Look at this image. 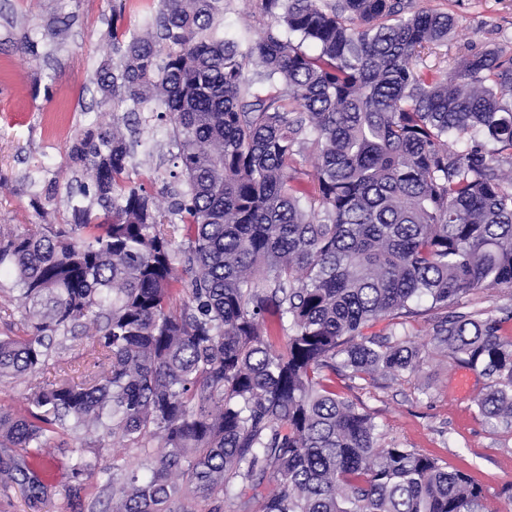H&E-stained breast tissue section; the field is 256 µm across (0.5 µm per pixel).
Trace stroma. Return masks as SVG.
<instances>
[{
    "mask_svg": "<svg viewBox=\"0 0 512 512\" xmlns=\"http://www.w3.org/2000/svg\"><path fill=\"white\" fill-rule=\"evenodd\" d=\"M124 5L125 23L139 27L152 0H0V225L60 224L67 217V192L75 179L69 148L77 133L112 123L95 73L111 64L108 48L112 8ZM416 7L446 9L459 19L450 56L467 42L494 43L512 52V0H415ZM61 28L50 39L48 25ZM34 42L27 50L23 38ZM433 313L417 317L413 341L421 350L419 371L395 379L353 382L337 379V392L374 415L382 445L396 443L467 471L483 485L487 505L505 512L504 489L512 486V429H494L479 415L474 399L485 380L472 373L459 393L463 365L447 360L430 336ZM92 467L73 498L77 458ZM137 464L135 450H114L111 438L80 448L70 438L52 442L45 460L33 461L40 480L56 494L42 512H103L99 491L112 463Z\"/></svg>",
    "mask_w": 512,
    "mask_h": 512,
    "instance_id": "1",
    "label": "stroma"
}]
</instances>
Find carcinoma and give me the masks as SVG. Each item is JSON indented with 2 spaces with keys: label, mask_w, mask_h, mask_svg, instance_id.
I'll return each mask as SVG.
<instances>
[{
  "label": "carcinoma",
  "mask_w": 512,
  "mask_h": 512,
  "mask_svg": "<svg viewBox=\"0 0 512 512\" xmlns=\"http://www.w3.org/2000/svg\"><path fill=\"white\" fill-rule=\"evenodd\" d=\"M153 2L136 29L112 10L118 63L96 83L124 113L74 139L64 223L0 225L29 327L0 335V381L27 389L0 408V489L37 508L52 490L27 458L108 436L140 462L112 465L107 512H497L467 473L381 445L334 382L418 371L421 301L512 287V54L440 53L455 15L413 0H255L250 42L224 0ZM151 104L164 204L131 161ZM511 319L432 327L505 429ZM78 326L84 380H34Z\"/></svg>",
  "instance_id": "1"
}]
</instances>
